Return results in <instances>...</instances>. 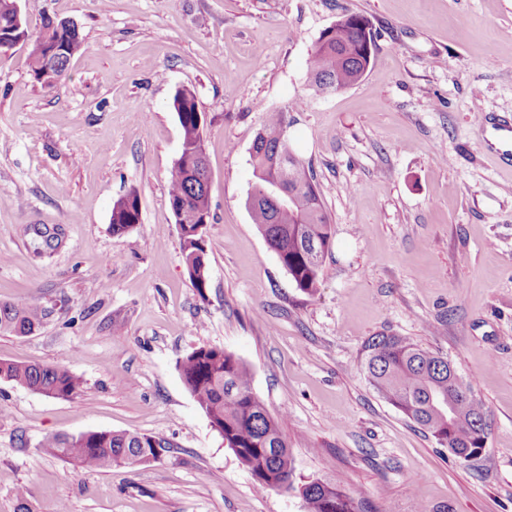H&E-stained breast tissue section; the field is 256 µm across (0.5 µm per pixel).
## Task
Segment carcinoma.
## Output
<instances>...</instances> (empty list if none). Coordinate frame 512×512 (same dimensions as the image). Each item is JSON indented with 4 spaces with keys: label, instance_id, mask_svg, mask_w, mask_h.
Instances as JSON below:
<instances>
[{
    "label": "carcinoma",
    "instance_id": "obj_1",
    "mask_svg": "<svg viewBox=\"0 0 512 512\" xmlns=\"http://www.w3.org/2000/svg\"><path fill=\"white\" fill-rule=\"evenodd\" d=\"M45 18L39 30L27 22L16 27L13 17L0 10V36L24 37L30 44L31 75L42 81L47 66L40 44L49 39L60 53L55 81L64 78L72 58L82 47L79 31ZM370 21L357 13H345L320 36L309 61L311 86L320 94L346 89L361 80L371 66L366 51H375ZM172 107L182 132L181 151L169 177V205L174 216L212 221L205 151V121L195 92L176 91ZM288 112L273 113L256 135L250 152L255 183L247 204L252 220L268 246L276 253L296 287L311 293L317 288L322 263L332 245V224L309 166L302 159L282 164L289 147ZM291 194L278 205L266 195ZM140 201L131 191L112 206V233L121 235L140 222ZM197 225H180V247L187 274L199 294L208 286V240L196 233ZM50 310L37 304L0 303V333L28 336L38 329ZM365 370L374 389L410 420L428 430L436 442L459 459L475 456L484 448L489 424L483 403L471 387L455 386L448 379V359L399 336H373L364 345ZM177 369L211 426L232 449L263 489L293 487L292 456L278 420L270 414L251 387L250 368L241 359L213 346L187 353ZM0 379L13 382L45 397L73 399L84 390L82 379L60 364H23L0 360ZM48 456L77 467L110 472L138 463H157L169 443L155 436L129 431H90L80 435L52 434L39 442ZM306 512H359L355 499L335 484L315 481L300 489Z\"/></svg>",
    "mask_w": 512,
    "mask_h": 512
}]
</instances>
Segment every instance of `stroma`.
I'll use <instances>...</instances> for the list:
<instances>
[{
  "label": "stroma",
  "mask_w": 512,
  "mask_h": 512,
  "mask_svg": "<svg viewBox=\"0 0 512 512\" xmlns=\"http://www.w3.org/2000/svg\"><path fill=\"white\" fill-rule=\"evenodd\" d=\"M30 29L73 20L83 46L54 86L29 48L0 52V302L51 307L0 360L60 363L72 400L0 380V512H304L331 482L361 512H512V0H21ZM377 35L361 82L319 96L310 53L344 13ZM205 119L214 219L208 286L185 270L168 201L175 92ZM312 166L334 227L320 285L296 288L246 207L270 113ZM137 192L141 218L111 228ZM60 247L38 253L34 231ZM401 336L448 358L482 400L485 448L463 460L383 399L364 344ZM222 348L252 370L293 459L260 489L176 369ZM165 439L163 461L88 471L44 455L56 433ZM140 201L136 192H129L112 206L111 226L116 235L124 234L140 222Z\"/></svg>",
  "instance_id": "1"
}]
</instances>
